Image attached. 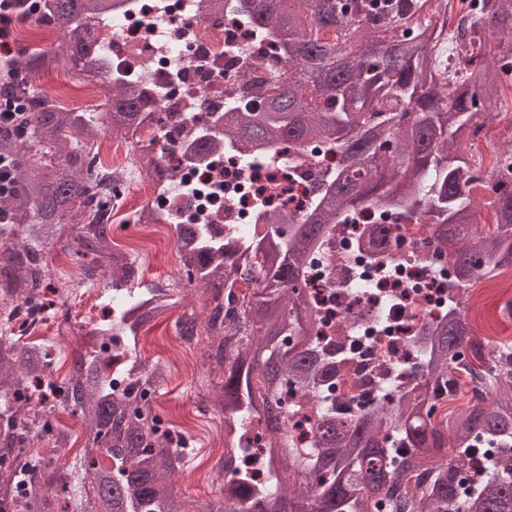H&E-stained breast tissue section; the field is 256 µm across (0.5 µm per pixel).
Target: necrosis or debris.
<instances>
[{"label": "necrosis or debris", "instance_id": "necrosis-or-debris-1", "mask_svg": "<svg viewBox=\"0 0 512 512\" xmlns=\"http://www.w3.org/2000/svg\"><path fill=\"white\" fill-rule=\"evenodd\" d=\"M201 4L202 0H134L133 7L112 19L95 21L100 38L88 55L89 60L102 61L107 77L135 81L145 96L175 104L183 115L184 146L193 143L203 128L220 127L225 85L266 83L284 70L280 49L267 34L229 18L223 25H213ZM202 96L211 110L205 124L194 119ZM335 161L324 145L306 166L281 148L250 159L228 150L207 169L195 159L185 160L167 188L151 189L152 221L142 224L133 241L149 240L155 223H219L232 232L253 229L265 224L267 217L255 209L259 185L271 179L289 187L294 200L308 198L315 193L316 176ZM392 254L398 262L390 286L352 225L339 224L309 273L311 285L320 289L326 304V332L332 337L317 355L335 356L341 376L335 396L349 400L355 413L369 407L377 395L409 385L414 327L448 305L453 271L433 258L423 225H406ZM350 376L370 377L371 384L352 387L346 382Z\"/></svg>", "mask_w": 512, "mask_h": 512}]
</instances>
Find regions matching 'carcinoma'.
Returning a JSON list of instances; mask_svg holds the SVG:
<instances>
[{"instance_id": "cac0c4a2", "label": "carcinoma", "mask_w": 512, "mask_h": 512, "mask_svg": "<svg viewBox=\"0 0 512 512\" xmlns=\"http://www.w3.org/2000/svg\"><path fill=\"white\" fill-rule=\"evenodd\" d=\"M116 0H40L39 23L69 35V61L84 80L97 73L83 62L98 42L94 26L78 24L109 15ZM249 16L276 39L286 73L263 94L230 86L224 132L189 146L200 160L224 144L250 142L261 155L280 145L300 156L326 143L339 156L301 209L270 213L263 232L224 234L180 224L182 274L153 288L134 287L135 262L112 240L116 172L90 141L110 129L134 141L137 169L158 179L173 176L179 158L164 144L156 151L140 139L153 119L174 126L176 113L144 97L138 86L114 84L106 112L57 105L35 88L28 73L43 56L0 65V99L20 106L0 120V160L9 191L0 196L8 227L0 232V311H44L48 254L59 249L76 261L79 280L57 284L65 299L101 274L124 288L122 306L98 321L91 335L113 342L137 336L149 319L163 317L185 285L207 297L204 320L185 312L177 335L204 343L203 368L220 377L211 400L224 422V472L219 494L194 501L173 490L184 467L185 435L166 426L154 409L164 369L136 360L130 342L73 360L63 385L47 381L49 347L23 342L0 328V512H69L72 490L51 454L69 445L61 407L81 419L87 507L75 512H512V347L477 337L467 320L466 293L423 322L413 335L420 357L412 387L396 399L357 415L335 403L320 407L323 383L336 378V362L309 357L320 313L307 294L306 273L325 249L332 226L361 208L391 216L373 224L369 252L390 249L391 235L408 221L427 223L436 258L448 257L463 289L512 267V146L491 170L495 231L485 233L471 184L482 180L464 150L479 132L481 116L497 113L499 73L512 58V0H481L493 24L448 31L451 0H203L218 25L227 7ZM253 287L240 295V274ZM132 368L125 385L113 372ZM467 378L476 402L438 421L437 405L455 398ZM261 419L262 454L246 456L245 429ZM314 432L317 452L298 447L291 426ZM455 449L450 464L436 460ZM468 448L490 461L465 496L458 473L474 465ZM269 484L255 482V472Z\"/></svg>"}]
</instances>
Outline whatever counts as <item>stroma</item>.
Listing matches in <instances>:
<instances>
[{"label": "stroma", "mask_w": 512, "mask_h": 512, "mask_svg": "<svg viewBox=\"0 0 512 512\" xmlns=\"http://www.w3.org/2000/svg\"><path fill=\"white\" fill-rule=\"evenodd\" d=\"M42 31V25L35 19L18 16L12 24L0 25V41L9 44L15 59L24 58L34 49H44L46 61L37 71L34 86L61 105L85 112L100 111L105 101L102 92L83 87L77 70L72 69L67 59L65 43L44 40ZM131 256L138 267V286L165 284L177 276L179 259L169 242L132 250ZM97 294V288H90L84 296H71L66 303L52 306L43 315L42 334L58 367L52 375L55 384H62L82 345L81 326L96 317ZM204 301L197 291L184 290L179 303L146 332L139 348L143 362L161 365L165 370L166 381L154 407L175 429L183 431L189 441L184 450V470L173 488L191 500L213 495L223 482L215 463L224 451V423L219 414L206 417L196 410L202 399L212 395L208 375L201 366V348H194L175 360L170 358L169 351L177 337V319L186 312H203ZM510 302L512 278L500 275L484 281L483 291L469 315L476 333L507 328L512 322L503 317L502 310Z\"/></svg>", "instance_id": "35a3bbf8"}]
</instances>
